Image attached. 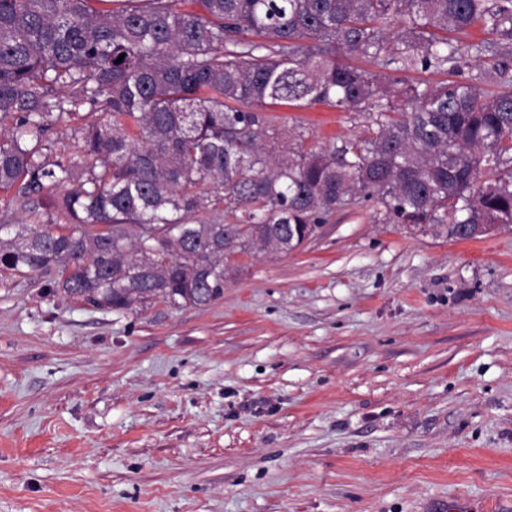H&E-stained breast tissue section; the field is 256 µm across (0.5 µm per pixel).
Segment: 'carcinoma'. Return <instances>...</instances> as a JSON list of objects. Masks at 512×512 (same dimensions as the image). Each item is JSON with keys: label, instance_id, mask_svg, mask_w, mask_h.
Wrapping results in <instances>:
<instances>
[{"label": "carcinoma", "instance_id": "carcinoma-1", "mask_svg": "<svg viewBox=\"0 0 512 512\" xmlns=\"http://www.w3.org/2000/svg\"><path fill=\"white\" fill-rule=\"evenodd\" d=\"M179 2L0 0V191L29 217L0 233L1 268L100 310L200 307L224 293V245L286 254L356 197L439 234L512 225V0ZM301 102L365 112L368 135L282 146L301 133L263 107ZM71 123L83 159L50 158ZM220 206L232 222L200 218Z\"/></svg>", "mask_w": 512, "mask_h": 512}]
</instances>
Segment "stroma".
<instances>
[{
  "instance_id": "35a3bbf8",
  "label": "stroma",
  "mask_w": 512,
  "mask_h": 512,
  "mask_svg": "<svg viewBox=\"0 0 512 512\" xmlns=\"http://www.w3.org/2000/svg\"><path fill=\"white\" fill-rule=\"evenodd\" d=\"M305 149L367 116L270 106ZM361 199L207 306L104 311L0 270V512H512V230Z\"/></svg>"
}]
</instances>
